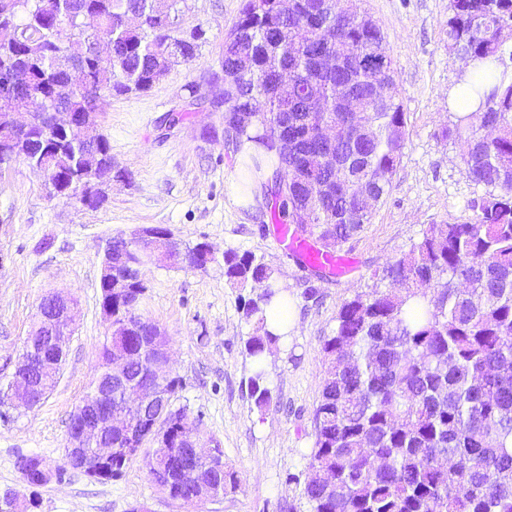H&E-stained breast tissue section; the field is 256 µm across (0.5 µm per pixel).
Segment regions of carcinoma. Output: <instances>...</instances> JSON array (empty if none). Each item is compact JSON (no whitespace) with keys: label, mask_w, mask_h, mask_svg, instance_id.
I'll list each match as a JSON object with an SVG mask.
<instances>
[{"label":"carcinoma","mask_w":512,"mask_h":512,"mask_svg":"<svg viewBox=\"0 0 512 512\" xmlns=\"http://www.w3.org/2000/svg\"><path fill=\"white\" fill-rule=\"evenodd\" d=\"M296 2L298 13L282 20L272 0H245L236 37L224 47V113L234 126V150L258 129L252 141L264 156L253 157L252 167L273 166L261 184L275 198L272 213L332 253L370 222L387 194L402 156L405 112L380 26L362 14L340 18L325 0ZM69 3L79 9L75 35L111 36L112 67L92 57L74 74L57 77L50 57L38 52L59 49L53 15L42 0H27L15 20L18 39L0 44V71L20 70L32 80L9 94L14 103L25 105L37 92L69 112L98 113L114 95L151 89L175 65L163 56L170 20L159 0H58L63 9ZM450 10L448 46L474 60L501 62L507 48L493 30L512 22V0H450ZM128 11L142 17L139 27L124 26ZM372 66L385 68L376 90L367 78ZM282 69L297 76L284 91L272 86ZM339 83L350 85L367 122L336 103ZM71 86L105 95L91 102ZM466 96L478 99L476 109L443 135L467 140L469 177L490 191L474 221L429 225L420 242L387 265L381 279L390 288L341 306L321 347L327 370L304 486L311 512H512V177H502L512 169V81L483 69ZM257 98L264 100L262 112L253 109ZM326 119L336 121L334 144L311 135ZM487 127L490 138L482 135ZM43 148L66 176L54 182L59 196L73 197L96 177L112 179L111 146L96 124L39 127L30 138L12 139L13 152L31 165ZM215 266L242 288L265 284L242 306L253 326L245 341L254 365L250 394L264 408L271 401L264 361L282 339L267 328L265 307L280 289L272 270L249 251H226ZM99 288V306L112 305V316L131 325L121 339L131 354L130 378L149 380L157 325L138 314L146 286L128 275L102 277ZM43 323L36 312L30 334L46 349L50 330ZM32 383L40 403L57 384L55 368H34ZM111 405L140 434L149 431L122 395L112 393ZM156 416L173 427L188 412L169 403ZM184 445L166 438L143 457L150 474L169 481L171 500L194 497L205 486L221 495L237 489V475L226 465L183 471ZM138 457L112 458V478ZM444 457L457 462L456 471L441 466Z\"/></svg>","instance_id":"carcinoma-1"}]
</instances>
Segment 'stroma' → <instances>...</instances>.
Wrapping results in <instances>:
<instances>
[{
	"label": "stroma",
	"instance_id": "stroma-1",
	"mask_svg": "<svg viewBox=\"0 0 512 512\" xmlns=\"http://www.w3.org/2000/svg\"><path fill=\"white\" fill-rule=\"evenodd\" d=\"M244 0H189L178 29H202L194 60L177 64L147 92L109 98L98 118L112 148L115 182L96 209L49 196L42 177L16 161L0 171V377L13 362L44 295L55 290L78 301V318L61 377L34 409L0 424V489H22L20 457L41 456L63 468L61 480L38 488L37 512H185L152 483L141 462L120 478L96 481L64 469L71 415L86 397L108 334L98 305L100 264L114 237L164 225L176 239L210 242L217 252L249 251L275 272L298 324L264 362L272 401L258 409L248 395L253 363L244 344L252 332L242 315L248 291L222 271L144 270L139 311L169 338L182 387L174 407L199 419L203 441L219 446L239 488L203 512H310L304 494L314 445L313 413L325 366L321 346L336 329L342 304L385 288L382 269L408 252L431 224L472 221L474 201L487 193L469 177L463 141L443 137L456 120L449 92L463 61L448 48L450 0H359L382 28L390 48L405 145L387 194L369 224L339 247L357 262L351 277L318 276L273 242L269 209L234 204L231 187L245 172L224 143V112L194 104L190 87L205 90L221 73L224 38ZM178 121L168 126L165 116Z\"/></svg>",
	"mask_w": 512,
	"mask_h": 512
}]
</instances>
